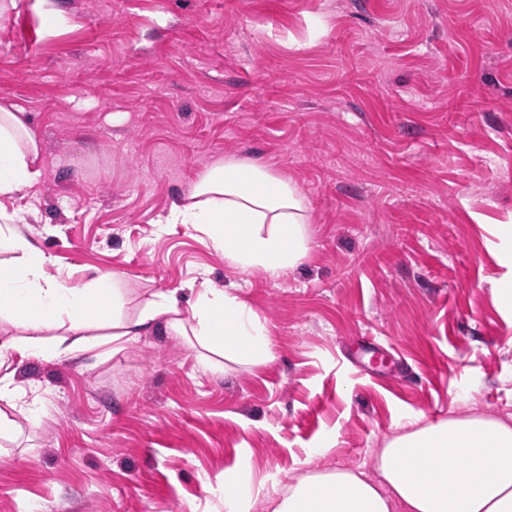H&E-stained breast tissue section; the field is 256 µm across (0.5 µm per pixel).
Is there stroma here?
I'll list each match as a JSON object with an SVG mask.
<instances>
[{"label":"stroma","instance_id":"stroma-1","mask_svg":"<svg viewBox=\"0 0 512 512\" xmlns=\"http://www.w3.org/2000/svg\"><path fill=\"white\" fill-rule=\"evenodd\" d=\"M4 104L43 173L0 208L50 272H118L133 304L190 307L196 278L236 289L275 358L212 374L160 330L103 358L0 352L43 410L0 442V512H224L242 484L372 473L405 418H512L495 296L512 277V0H14ZM227 158L305 199L311 249L279 279L160 221Z\"/></svg>","mask_w":512,"mask_h":512}]
</instances>
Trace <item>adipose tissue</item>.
I'll return each mask as SVG.
<instances>
[{
  "instance_id": "obj_1",
  "label": "adipose tissue",
  "mask_w": 512,
  "mask_h": 512,
  "mask_svg": "<svg viewBox=\"0 0 512 512\" xmlns=\"http://www.w3.org/2000/svg\"><path fill=\"white\" fill-rule=\"evenodd\" d=\"M40 142L26 113L0 106V198L41 175ZM169 224L206 230L227 264L277 279L308 255L309 216L296 186L262 164L227 159L208 166L189 200L173 205ZM0 349L50 359L93 349L122 350L156 327L194 339L203 370L230 362L244 369L274 358L266 323L230 289L201 284L182 309L175 294L155 293L128 309L117 274L102 273L81 288L51 274L40 250L15 226H0ZM75 340L50 347L47 333ZM376 478L353 468L309 469L263 500L247 492L224 496V512H512V422L469 411L397 424L375 454Z\"/></svg>"
}]
</instances>
